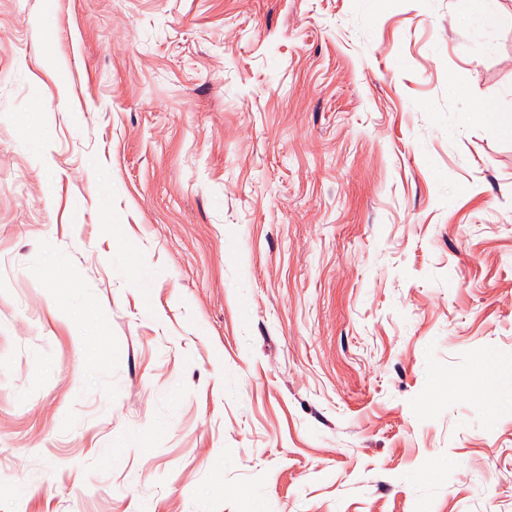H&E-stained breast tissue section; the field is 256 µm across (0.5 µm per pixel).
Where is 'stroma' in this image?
<instances>
[{
	"mask_svg": "<svg viewBox=\"0 0 512 512\" xmlns=\"http://www.w3.org/2000/svg\"><path fill=\"white\" fill-rule=\"evenodd\" d=\"M485 108L459 0H0V512H512Z\"/></svg>",
	"mask_w": 512,
	"mask_h": 512,
	"instance_id": "1",
	"label": "stroma"
}]
</instances>
